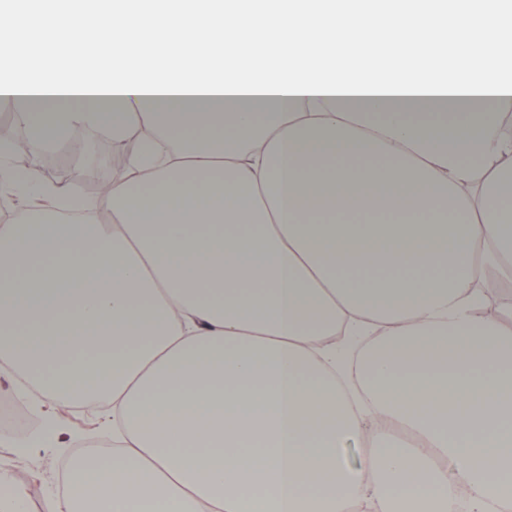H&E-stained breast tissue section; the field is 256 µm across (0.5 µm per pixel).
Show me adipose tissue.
<instances>
[{
    "mask_svg": "<svg viewBox=\"0 0 512 512\" xmlns=\"http://www.w3.org/2000/svg\"><path fill=\"white\" fill-rule=\"evenodd\" d=\"M53 22L43 65L9 52ZM510 104L512 0L0 10L33 148L105 118L144 145L92 201L0 145L30 197L0 222V376L112 404L111 454L48 512H486L512 486Z\"/></svg>",
    "mask_w": 512,
    "mask_h": 512,
    "instance_id": "1",
    "label": "adipose tissue"
}]
</instances>
